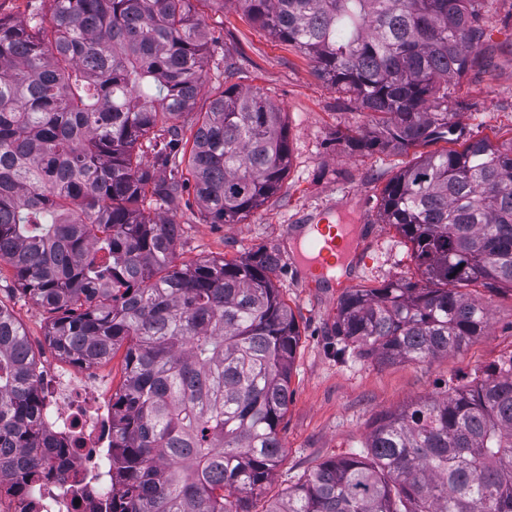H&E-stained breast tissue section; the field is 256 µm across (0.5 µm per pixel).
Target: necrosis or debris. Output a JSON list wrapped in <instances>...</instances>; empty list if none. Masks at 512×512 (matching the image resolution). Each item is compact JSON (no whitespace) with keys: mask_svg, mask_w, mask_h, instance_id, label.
I'll use <instances>...</instances> for the list:
<instances>
[{"mask_svg":"<svg viewBox=\"0 0 512 512\" xmlns=\"http://www.w3.org/2000/svg\"><path fill=\"white\" fill-rule=\"evenodd\" d=\"M43 431L64 453L36 496L19 492L25 472L0 479V512H107L112 496V389L95 374L55 361L39 373Z\"/></svg>","mask_w":512,"mask_h":512,"instance_id":"4bbe7bcc","label":"necrosis or debris"}]
</instances>
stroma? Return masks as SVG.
<instances>
[{
  "instance_id": "1",
  "label": "stroma",
  "mask_w": 512,
  "mask_h": 512,
  "mask_svg": "<svg viewBox=\"0 0 512 512\" xmlns=\"http://www.w3.org/2000/svg\"><path fill=\"white\" fill-rule=\"evenodd\" d=\"M200 11L207 38L205 83L192 109L179 118L180 127L191 133L199 113L208 111L212 91L225 83L260 89L283 111L290 164L278 191L239 224L204 223L193 191H186L173 216L180 226L177 263L240 259L260 249L292 250V241L283 238L287 225L303 223L320 209L337 223L373 227L366 265L339 278L335 287H308L284 261L274 275L296 316L300 342L292 397L280 426L283 457L265 499L256 503L263 512L267 500L278 498L321 462L361 452L381 415L469 385L481 371L512 359V291L507 289L489 293L471 287V294L490 308L489 329L445 357L380 364L350 350L338 352L333 333L338 300L346 289L420 278L410 243L381 219L386 185L422 154L459 151L472 138L512 141V0H488V35L477 60L448 87V101L458 107L454 134L399 151L349 147L348 137L372 127V114L321 80L301 51L261 30L237 0H209ZM228 61L234 65L229 77L224 74ZM0 304L23 327L36 361L55 358L46 338L50 314L22 293L5 261L0 262Z\"/></svg>"
}]
</instances>
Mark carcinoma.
Here are the masks:
<instances>
[{
  "label": "carcinoma",
  "mask_w": 512,
  "mask_h": 512,
  "mask_svg": "<svg viewBox=\"0 0 512 512\" xmlns=\"http://www.w3.org/2000/svg\"><path fill=\"white\" fill-rule=\"evenodd\" d=\"M50 2L49 28L0 18V260L53 314L61 359L89 366L126 347L112 512H253L282 456L299 326L275 254L179 267L170 215L186 175L206 223L264 205L289 166L282 110L225 87L184 163L175 121L203 86L208 0ZM486 2L241 0L377 118L350 146L394 151L452 131L448 82L487 37ZM381 216L411 243L421 281L348 289L333 324L344 348L421 362L484 334L489 309L462 289L512 290V142L420 156L385 187ZM36 379L26 333L0 305V478L26 470L28 494L61 455L44 445ZM364 448L320 463L264 512H512V359L382 415Z\"/></svg>",
  "instance_id": "carcinoma-1"
}]
</instances>
